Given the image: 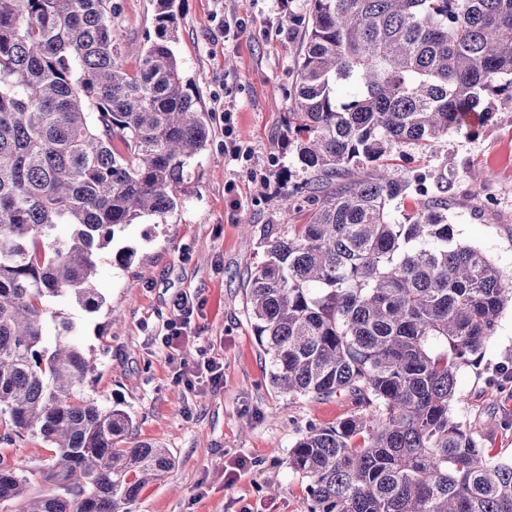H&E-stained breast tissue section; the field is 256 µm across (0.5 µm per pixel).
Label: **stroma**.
Listing matches in <instances>:
<instances>
[{
	"instance_id": "obj_1",
	"label": "stroma",
	"mask_w": 512,
	"mask_h": 512,
	"mask_svg": "<svg viewBox=\"0 0 512 512\" xmlns=\"http://www.w3.org/2000/svg\"><path fill=\"white\" fill-rule=\"evenodd\" d=\"M309 0H182L174 52L182 77L196 91L210 125L204 151L185 167L180 203L166 223L135 220L103 254L89 311L66 297L54 312L72 321L79 345L96 365L82 394L104 408L120 405L133 420L131 442L167 449L172 467L145 485L119 512H305L308 478L289 454L310 428L361 413L348 393L325 399L292 396L269 381L270 364L256 342L244 288L270 242L289 225L306 223L312 206L285 210L281 182L307 180L284 145L296 61L309 29ZM240 19L244 35L225 34V18ZM153 28L152 0H112V36L143 42ZM491 122L473 135L451 133L434 148L400 146L393 167L417 169L428 184L441 176L455 188L448 217L457 241L486 252L512 278V98H492ZM479 171L472 180L471 171ZM133 250L129 267L115 250ZM200 302L179 349L161 338L179 295ZM210 358L220 384L188 388L181 363ZM512 365V309L500 316L477 364L461 369L454 414L489 454L512 458V379L491 375ZM52 455L40 436L0 442V459L18 464L26 498L52 494L39 470ZM246 466L235 480L225 471Z\"/></svg>"
}]
</instances>
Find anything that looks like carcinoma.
<instances>
[{
    "label": "carcinoma",
    "mask_w": 512,
    "mask_h": 512,
    "mask_svg": "<svg viewBox=\"0 0 512 512\" xmlns=\"http://www.w3.org/2000/svg\"><path fill=\"white\" fill-rule=\"evenodd\" d=\"M310 2L286 145L311 177L282 199L317 207L246 288L272 386L347 391L369 412L296 441L306 512H512V461L453 414L457 375L491 342L512 282L454 241L452 180L432 191L390 163L402 143L474 133L484 99L512 90V0ZM153 6L129 71L112 0H0V438L48 442L41 476L56 489L23 512H116L172 465L164 448L119 447L131 417L77 390L92 365L73 325L45 335L53 300L98 306L101 250L142 215L166 223L209 141L172 50L177 0ZM409 189L400 221L391 204ZM26 484L0 462V502Z\"/></svg>",
    "instance_id": "cac0c4a2"
}]
</instances>
